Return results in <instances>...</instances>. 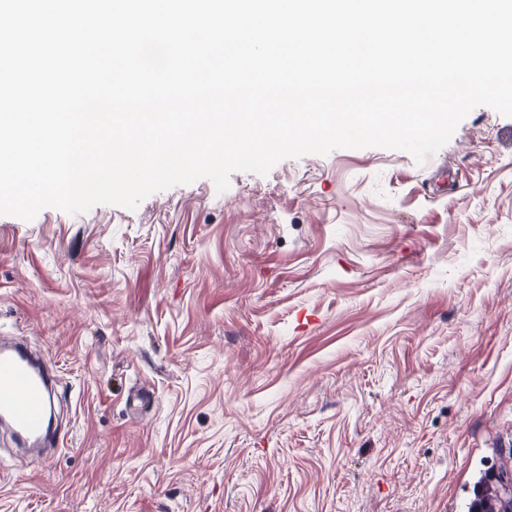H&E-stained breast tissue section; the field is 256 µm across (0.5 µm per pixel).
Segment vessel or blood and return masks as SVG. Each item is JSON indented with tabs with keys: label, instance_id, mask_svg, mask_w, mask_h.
Here are the masks:
<instances>
[{
	"label": "vessel or blood",
	"instance_id": "1",
	"mask_svg": "<svg viewBox=\"0 0 512 512\" xmlns=\"http://www.w3.org/2000/svg\"><path fill=\"white\" fill-rule=\"evenodd\" d=\"M54 399L48 370L37 368L24 342L0 348V426L10 431L17 446L61 447L63 440L46 414Z\"/></svg>",
	"mask_w": 512,
	"mask_h": 512
}]
</instances>
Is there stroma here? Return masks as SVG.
<instances>
[{
    "label": "stroma",
    "instance_id": "stroma-1",
    "mask_svg": "<svg viewBox=\"0 0 512 512\" xmlns=\"http://www.w3.org/2000/svg\"><path fill=\"white\" fill-rule=\"evenodd\" d=\"M3 335L66 436L0 512H467L512 469V117L0 215Z\"/></svg>",
    "mask_w": 512,
    "mask_h": 512
}]
</instances>
